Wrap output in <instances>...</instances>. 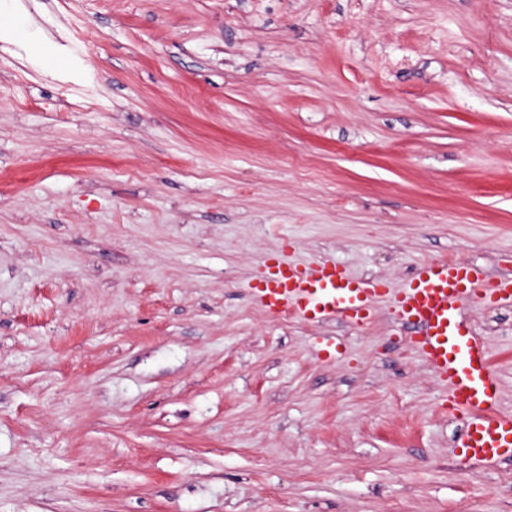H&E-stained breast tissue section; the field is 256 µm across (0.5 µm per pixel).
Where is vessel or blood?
<instances>
[{"label": "vessel or blood", "instance_id": "b4317fda", "mask_svg": "<svg viewBox=\"0 0 512 512\" xmlns=\"http://www.w3.org/2000/svg\"><path fill=\"white\" fill-rule=\"evenodd\" d=\"M386 295L392 296L395 316L413 347L447 384L449 414L464 418V430L454 442L456 456L471 463L511 460L512 413L500 409L501 383L482 340L462 314L466 304H512L511 276L493 279L473 263L430 260L419 263L392 295L384 281L352 276L324 259L277 268L258 290L269 314L291 313L312 325L336 318L363 323L373 315L375 300Z\"/></svg>", "mask_w": 512, "mask_h": 512}]
</instances>
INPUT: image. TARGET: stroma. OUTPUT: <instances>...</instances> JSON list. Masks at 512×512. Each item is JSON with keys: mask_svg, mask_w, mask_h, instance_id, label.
Instances as JSON below:
<instances>
[{"mask_svg": "<svg viewBox=\"0 0 512 512\" xmlns=\"http://www.w3.org/2000/svg\"><path fill=\"white\" fill-rule=\"evenodd\" d=\"M21 13L0 512H512V461L455 458L387 304L320 326L254 293L288 260L512 275V0H0ZM465 316L512 413V306Z\"/></svg>", "mask_w": 512, "mask_h": 512, "instance_id": "35a3bbf8", "label": "stroma"}]
</instances>
